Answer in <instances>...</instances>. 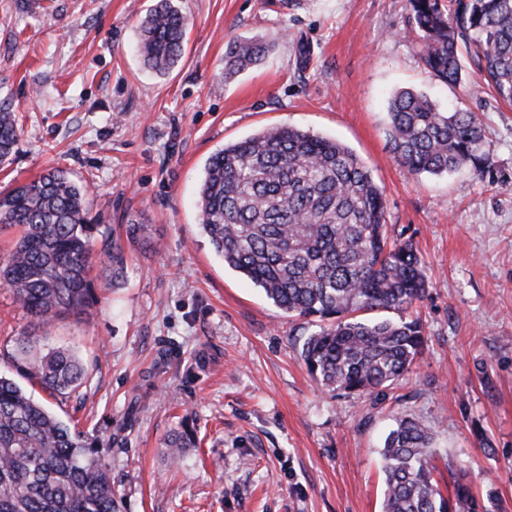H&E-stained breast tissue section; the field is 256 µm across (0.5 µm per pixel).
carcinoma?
Here are the masks:
<instances>
[{
  "label": "carcinoma",
  "instance_id": "carcinoma-1",
  "mask_svg": "<svg viewBox=\"0 0 512 512\" xmlns=\"http://www.w3.org/2000/svg\"><path fill=\"white\" fill-rule=\"evenodd\" d=\"M421 65L450 85L479 72L496 98L512 103V0H408ZM185 15L159 0L139 24L143 65L169 73L181 60ZM276 40L236 38L224 53L229 81L261 64ZM388 135L411 174L442 175L488 160L476 113L438 107L424 92L396 91ZM16 115L0 108V165L18 144ZM199 220L224 265L260 287L268 300L314 324L300 358L324 388L372 393L399 380L423 350L419 319L408 315L429 282L411 241L388 244L386 201L370 170L348 146L291 127L264 128L215 152L199 188ZM16 238L0 257V284L43 322L84 313L91 296L95 247L114 273L121 247L91 223L85 190L53 169L0 192V229ZM393 310L398 319H358L359 311ZM19 375L54 396H69L88 376L76 354L14 340ZM193 430L167 443L177 461ZM433 435L400 416L382 448V512H490L496 496L473 493L465 475L443 495L429 459ZM98 440L70 427L16 380L0 375V512H115L112 477Z\"/></svg>",
  "mask_w": 512,
  "mask_h": 512
}]
</instances>
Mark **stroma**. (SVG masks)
I'll list each match as a JSON object with an SVG mask.
<instances>
[{"label":"stroma","instance_id":"obj_1","mask_svg":"<svg viewBox=\"0 0 512 512\" xmlns=\"http://www.w3.org/2000/svg\"><path fill=\"white\" fill-rule=\"evenodd\" d=\"M185 52L144 68L138 22L156 0H0V106L19 140L0 190L66 170L111 228L124 271L93 270L95 301L44 323L0 287V372L13 340L77 350L88 382L70 397L24 388L95 436L116 512H381L383 441L394 416L435 433L449 468L512 512V106L436 80L404 35L407 0H175ZM241 36L277 37L255 70L224 79ZM310 49L298 54L299 44ZM415 88L482 121L488 166L413 175L389 145L388 101ZM331 136L370 169L387 234L412 241L429 281L413 307L427 343L404 378L372 395L322 389L299 351L311 330L225 267L199 225L208 158L264 127ZM142 216L149 240L123 225ZM196 431L179 465L166 439Z\"/></svg>","mask_w":512,"mask_h":512}]
</instances>
